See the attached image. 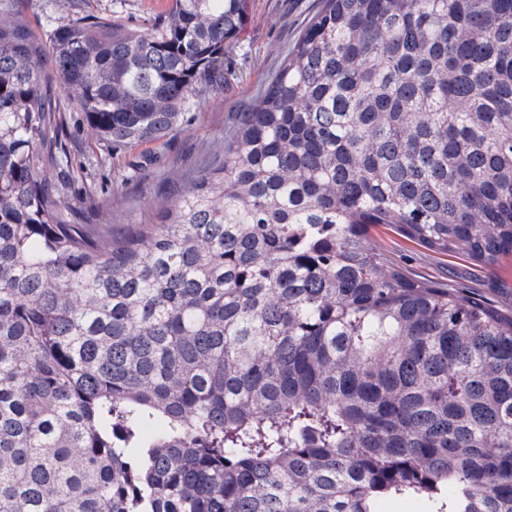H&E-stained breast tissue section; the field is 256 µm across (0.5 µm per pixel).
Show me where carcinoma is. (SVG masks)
Masks as SVG:
<instances>
[{
  "label": "carcinoma",
  "instance_id": "carcinoma-1",
  "mask_svg": "<svg viewBox=\"0 0 512 512\" xmlns=\"http://www.w3.org/2000/svg\"><path fill=\"white\" fill-rule=\"evenodd\" d=\"M245 16L42 38L0 0V512H512V314L367 246L512 252V0H321L162 223L66 206L55 87L158 141Z\"/></svg>",
  "mask_w": 512,
  "mask_h": 512
}]
</instances>
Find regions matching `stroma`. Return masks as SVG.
Returning a JSON list of instances; mask_svg holds the SVG:
<instances>
[{
    "label": "stroma",
    "instance_id": "35a3bbf8",
    "mask_svg": "<svg viewBox=\"0 0 512 512\" xmlns=\"http://www.w3.org/2000/svg\"><path fill=\"white\" fill-rule=\"evenodd\" d=\"M171 0H18L38 35L73 14L121 22L150 31ZM320 8V0H248L247 21L238 41L224 51V90L206 93L201 104L184 114L167 137L120 148L93 136L81 114L63 101V135L71 154V206L93 197L97 221L110 223L120 236L158 221L175 200L177 189L218 165L222 147L234 131L239 113L250 109L282 65L289 47ZM392 264L436 285H451L465 295L512 310V254L486 267L458 253L442 254L376 225L368 234Z\"/></svg>",
    "mask_w": 512,
    "mask_h": 512
}]
</instances>
